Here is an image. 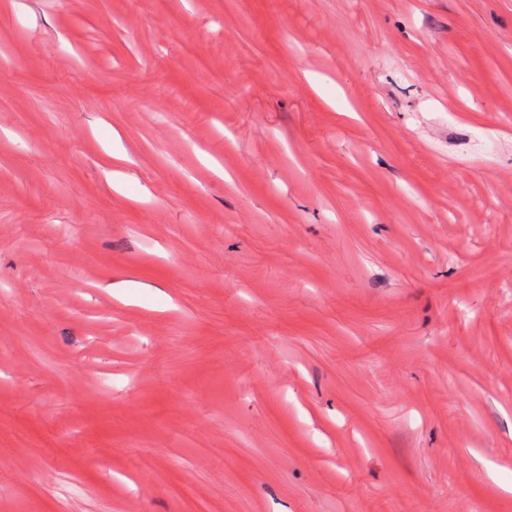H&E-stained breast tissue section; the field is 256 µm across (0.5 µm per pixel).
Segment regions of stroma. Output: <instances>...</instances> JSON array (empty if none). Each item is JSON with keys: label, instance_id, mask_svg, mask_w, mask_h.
Wrapping results in <instances>:
<instances>
[{"label": "stroma", "instance_id": "1", "mask_svg": "<svg viewBox=\"0 0 512 512\" xmlns=\"http://www.w3.org/2000/svg\"><path fill=\"white\" fill-rule=\"evenodd\" d=\"M0 512H512V0H0Z\"/></svg>", "mask_w": 512, "mask_h": 512}]
</instances>
